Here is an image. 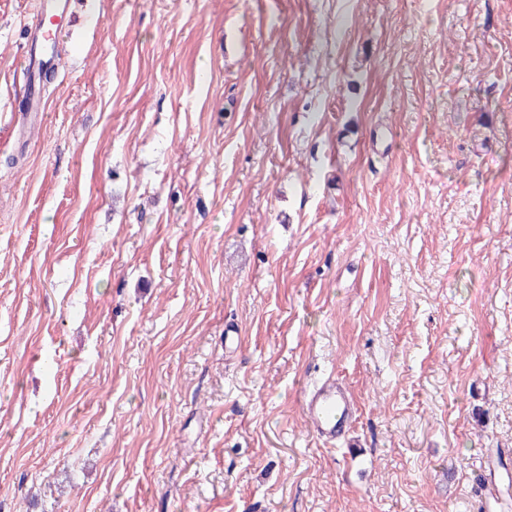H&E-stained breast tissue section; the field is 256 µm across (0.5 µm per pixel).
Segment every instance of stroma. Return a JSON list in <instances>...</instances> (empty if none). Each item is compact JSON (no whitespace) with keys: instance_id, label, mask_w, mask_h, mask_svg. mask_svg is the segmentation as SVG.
Instances as JSON below:
<instances>
[{"instance_id":"stroma-1","label":"stroma","mask_w":512,"mask_h":512,"mask_svg":"<svg viewBox=\"0 0 512 512\" xmlns=\"http://www.w3.org/2000/svg\"><path fill=\"white\" fill-rule=\"evenodd\" d=\"M71 2L25 114L0 0V512H512V0ZM303 410L316 437L334 446L343 440L353 423V402L344 386L328 378L309 390L303 398Z\"/></svg>"}]
</instances>
